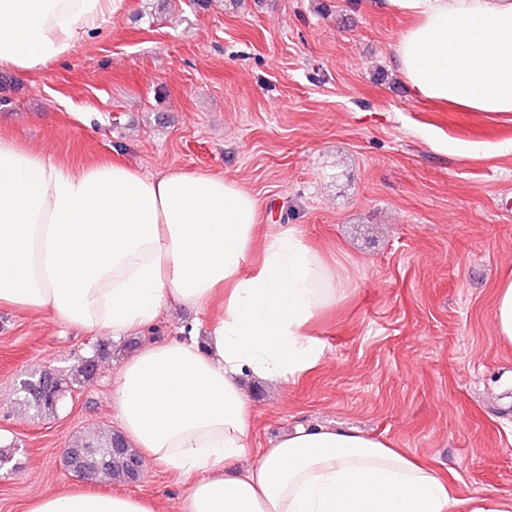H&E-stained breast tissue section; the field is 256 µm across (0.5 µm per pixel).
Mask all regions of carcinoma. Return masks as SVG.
<instances>
[{
    "mask_svg": "<svg viewBox=\"0 0 512 512\" xmlns=\"http://www.w3.org/2000/svg\"><path fill=\"white\" fill-rule=\"evenodd\" d=\"M112 358V342L108 339L95 344L90 356H79L71 368H44L19 384L17 404L36 415L53 418L65 399L81 383L92 379L102 362ZM74 457L63 461L75 477L86 481L131 484L136 480L133 463L142 462L140 452L123 432L109 430L101 434L77 436L69 443ZM17 448L12 443H0V471L18 468Z\"/></svg>",
    "mask_w": 512,
    "mask_h": 512,
    "instance_id": "carcinoma-1",
    "label": "carcinoma"
}]
</instances>
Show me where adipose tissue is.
I'll list each match as a JSON object with an SVG mask.
<instances>
[{
  "mask_svg": "<svg viewBox=\"0 0 512 512\" xmlns=\"http://www.w3.org/2000/svg\"><path fill=\"white\" fill-rule=\"evenodd\" d=\"M123 0H0V67L68 58ZM408 25L400 72L425 98L464 112H512V0H385ZM238 182L119 162L70 169L0 137V307L121 338L162 309L219 306L205 342L141 347L113 404L146 460L187 485L182 512H512L467 498L431 463L355 428L300 425L250 455L246 382L285 384L320 363L313 323L346 280L289 225L260 236ZM27 512H155L134 495L73 488Z\"/></svg>",
  "mask_w": 512,
  "mask_h": 512,
  "instance_id": "obj_1",
  "label": "adipose tissue"
}]
</instances>
